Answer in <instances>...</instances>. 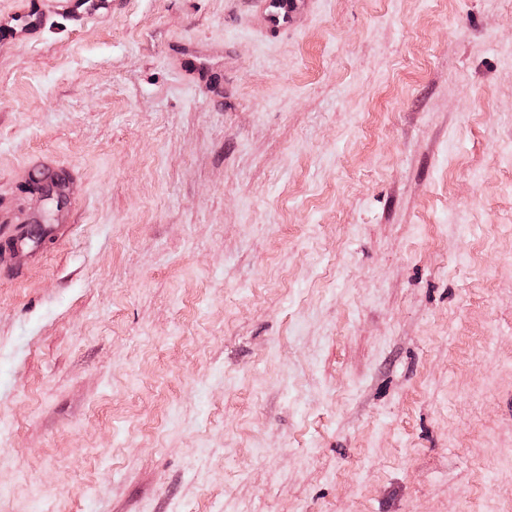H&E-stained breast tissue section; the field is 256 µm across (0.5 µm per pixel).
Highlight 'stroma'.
<instances>
[{"label":"stroma","instance_id":"obj_1","mask_svg":"<svg viewBox=\"0 0 512 512\" xmlns=\"http://www.w3.org/2000/svg\"><path fill=\"white\" fill-rule=\"evenodd\" d=\"M0 210V512H512V0L49 15ZM305 0H250L264 16L267 37L275 38L295 23L299 5ZM2 225H15L11 230L10 234L4 236L2 235L3 228L0 226V243L2 241H6L9 252L16 253L22 249V247H26L29 243H31L33 239V235H40L41 239L46 234H54L58 232L59 228L63 224H57L58 226L53 229L47 228L46 226H39L38 228L27 227L26 224H2Z\"/></svg>","mask_w":512,"mask_h":512}]
</instances>
